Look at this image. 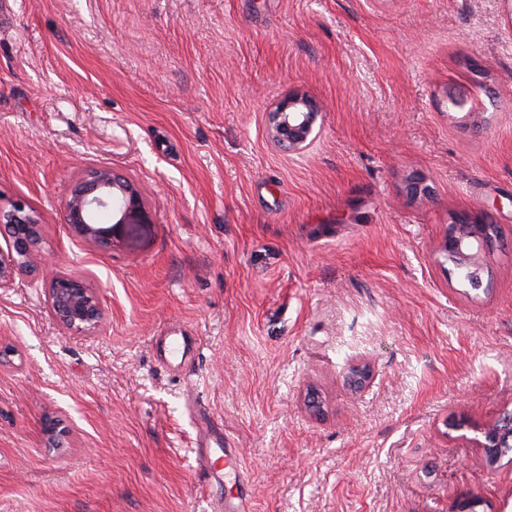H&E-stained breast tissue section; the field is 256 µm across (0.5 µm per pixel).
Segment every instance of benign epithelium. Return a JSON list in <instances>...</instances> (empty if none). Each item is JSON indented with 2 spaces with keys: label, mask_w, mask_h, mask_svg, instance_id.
Segmentation results:
<instances>
[{
  "label": "benign epithelium",
  "mask_w": 512,
  "mask_h": 512,
  "mask_svg": "<svg viewBox=\"0 0 512 512\" xmlns=\"http://www.w3.org/2000/svg\"><path fill=\"white\" fill-rule=\"evenodd\" d=\"M317 104L306 96L292 95L269 113L270 136L285 152L303 150L313 133ZM63 223L75 238L101 248L114 243V226L149 224L150 212L141 192L125 176L100 166L71 182L65 193ZM0 224L7 225L6 247L0 246V289L9 288L15 276L30 271L32 248L38 242L39 221L24 199L8 210L0 209ZM495 242L489 226L478 215L457 216L446 236L444 250L454 264L477 262ZM46 302L55 321L63 328L83 336L98 332L104 319L99 293L82 277L58 273L50 280ZM481 434L478 447L485 451L489 465L499 460L494 449L500 447L495 425L475 428ZM43 434L48 447L63 448L68 430L54 417L46 418Z\"/></svg>",
  "instance_id": "benign-epithelium-1"
}]
</instances>
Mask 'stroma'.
Instances as JSON below:
<instances>
[{
  "mask_svg": "<svg viewBox=\"0 0 512 512\" xmlns=\"http://www.w3.org/2000/svg\"><path fill=\"white\" fill-rule=\"evenodd\" d=\"M296 93L320 111L288 153L268 114ZM102 165L152 217L109 249L62 222ZM17 198L40 237L0 289V512H205L243 483L252 512H512V459L472 441L512 409V242L477 289L442 248L457 213L512 232V0H12L0 208ZM59 272L99 290L97 335L51 316ZM178 329L195 347L164 364ZM199 410L242 477L203 474ZM62 424L61 420L54 417L46 418L43 425V434L48 447L67 448L65 444L69 432Z\"/></svg>",
  "mask_w": 512,
  "mask_h": 512,
  "instance_id": "stroma-1",
  "label": "stroma"
}]
</instances>
